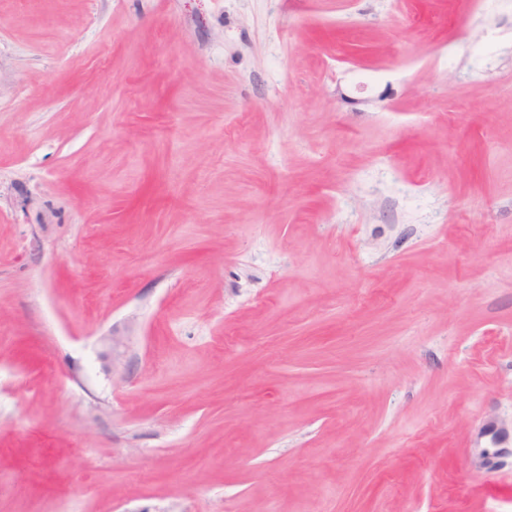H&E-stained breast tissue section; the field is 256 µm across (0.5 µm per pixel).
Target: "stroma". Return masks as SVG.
I'll return each instance as SVG.
<instances>
[{
    "label": "stroma",
    "instance_id": "1",
    "mask_svg": "<svg viewBox=\"0 0 512 512\" xmlns=\"http://www.w3.org/2000/svg\"><path fill=\"white\" fill-rule=\"evenodd\" d=\"M0 512H512V0H0Z\"/></svg>",
    "mask_w": 512,
    "mask_h": 512
}]
</instances>
